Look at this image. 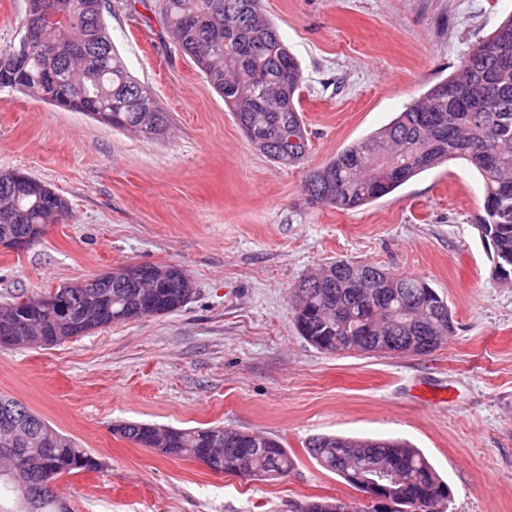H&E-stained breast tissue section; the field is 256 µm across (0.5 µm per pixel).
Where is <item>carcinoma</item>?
I'll use <instances>...</instances> for the list:
<instances>
[{
    "instance_id": "carcinoma-1",
    "label": "carcinoma",
    "mask_w": 512,
    "mask_h": 512,
    "mask_svg": "<svg viewBox=\"0 0 512 512\" xmlns=\"http://www.w3.org/2000/svg\"><path fill=\"white\" fill-rule=\"evenodd\" d=\"M158 7L176 50L222 96L248 142L263 143L261 154L278 165L301 164L309 146L295 99L304 76L278 30L264 18L260 0H159ZM108 8L107 0H28L23 29L34 34L35 42L25 50L18 44L0 49V88L21 89L52 104L65 98L71 110L151 138L146 114L159 115L166 126L168 115L112 45L104 18ZM456 159L467 161L483 179V209L474 224L492 246V260L512 263V45L503 46L494 32L461 58L455 73L375 135L346 146L309 172L303 191L313 205L350 210ZM44 187L33 177L0 176V236L24 235L63 219L66 200L46 194ZM331 265L337 275H326L322 267L292 289L296 329L322 352L347 351L341 314L349 308L351 335L362 337L365 354L376 353L387 336L447 337L453 332L447 302L426 282L372 263L336 260ZM353 269L377 280L348 288L343 276ZM186 277L182 271L149 289L114 279L84 302L69 291L59 297L76 303L64 332L27 299L1 306L0 314L35 319L42 335L34 340L49 346L104 327L96 312L104 301H112V324L179 310L194 294L185 287ZM6 412L28 427L17 437V451L0 450V491L13 496L10 506L0 502V512H66L47 484L94 470L97 461L22 402L0 393V420ZM112 434L137 445L150 434L161 454L196 460L217 474L271 479L296 467L281 439L250 437L224 426L165 429L122 422L112 426ZM306 448L322 468L365 494L374 489L358 483L359 477L376 467L395 470L407 512H432L446 486L429 461L399 439L321 435L309 439Z\"/></svg>"
}]
</instances>
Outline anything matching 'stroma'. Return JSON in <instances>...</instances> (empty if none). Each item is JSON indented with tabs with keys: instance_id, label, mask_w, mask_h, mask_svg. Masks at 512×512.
Wrapping results in <instances>:
<instances>
[{
	"instance_id": "obj_1",
	"label": "stroma",
	"mask_w": 512,
	"mask_h": 512,
	"mask_svg": "<svg viewBox=\"0 0 512 512\" xmlns=\"http://www.w3.org/2000/svg\"><path fill=\"white\" fill-rule=\"evenodd\" d=\"M112 42L169 116L145 138L0 88V169L61 195L69 216L32 248L0 250V305L127 264L182 268L180 310L53 346L0 348V392L98 463L61 477L69 512H295L365 505L308 439L400 438L447 482L450 512H512V280L472 217L477 173L454 160L353 210L311 206L309 170L387 125L453 74L512 0H261L305 82L302 164L255 151L223 99L175 50L153 0H108ZM425 280L455 330L428 354H327L298 335L291 290L335 260ZM221 425L278 436L288 476L220 475L114 437L112 424Z\"/></svg>"
}]
</instances>
